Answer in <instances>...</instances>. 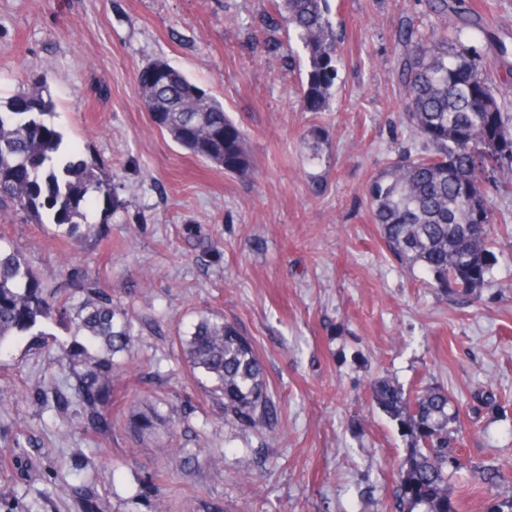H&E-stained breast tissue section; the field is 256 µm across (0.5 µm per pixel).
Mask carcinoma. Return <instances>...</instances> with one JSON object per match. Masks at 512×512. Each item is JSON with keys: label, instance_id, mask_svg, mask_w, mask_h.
<instances>
[{"label": "carcinoma", "instance_id": "obj_1", "mask_svg": "<svg viewBox=\"0 0 512 512\" xmlns=\"http://www.w3.org/2000/svg\"><path fill=\"white\" fill-rule=\"evenodd\" d=\"M270 26L295 38L306 60L301 89L304 112H327L337 78L338 32L329 0H272ZM424 10L399 21L395 70L400 111L411 134L429 147L402 151L369 183L373 222L390 254L422 268L429 287L470 297L490 285L496 236L489 191L512 189V113L498 100L495 62L477 43L496 46L508 63L509 49L465 0H421ZM140 99L157 128L194 157L224 171L252 169L246 134L183 72L155 61L137 76ZM54 104L43 80L0 104V217L20 215L37 224L94 231L86 206L103 200L105 213L126 208L118 185L97 161L74 160L62 148L52 123ZM82 302L71 307L45 293L13 251L0 249V348L19 336L42 333L55 322L75 329L61 344L75 383L48 395L43 404L72 412L77 428L97 437L112 434V393L126 372L115 360L130 346L133 323L122 305L95 288L80 287ZM192 367L213 382L224 401V419L263 426L274 401L262 363L235 325L213 315L198 321L181 342ZM377 406L410 438L398 474L403 512H457L448 482L458 469L455 429L459 415L448 395L421 387L415 395L388 380L373 385ZM494 492L488 512H512V485L496 466L481 472ZM75 512H105L103 495L88 483L68 487Z\"/></svg>", "mask_w": 512, "mask_h": 512}]
</instances>
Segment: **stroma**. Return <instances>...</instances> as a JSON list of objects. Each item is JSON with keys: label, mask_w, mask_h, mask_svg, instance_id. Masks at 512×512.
Here are the masks:
<instances>
[{"label": "stroma", "mask_w": 512, "mask_h": 512, "mask_svg": "<svg viewBox=\"0 0 512 512\" xmlns=\"http://www.w3.org/2000/svg\"><path fill=\"white\" fill-rule=\"evenodd\" d=\"M345 40L330 111L299 109L302 60L267 27L270 0H0V100L46 79L53 123L80 159L105 161L127 207L66 241L54 225L0 219L42 288L78 285L129 305L127 385L114 392L109 443L69 429V415L19 392L72 379L50 324L0 355V446L37 461L0 480L16 512H69L46 490L72 474L112 512H396L407 439L371 399L387 379L412 393L444 390L460 410L466 463L448 486L458 512H487L480 465L512 479V237L494 252L477 300L427 287L401 266L371 220L367 187L398 149L424 150L402 123L394 70L401 16L418 0H330ZM163 60L220 100L249 135L255 171L241 177L184 151L142 108L136 76ZM320 151L309 148L311 131ZM223 315L263 362L277 421L225 420L211 383L180 343L201 317ZM495 393V406L481 395ZM148 415L141 435L126 423ZM192 461L173 469L172 449ZM220 455L222 467L205 457Z\"/></svg>", "instance_id": "1"}]
</instances>
